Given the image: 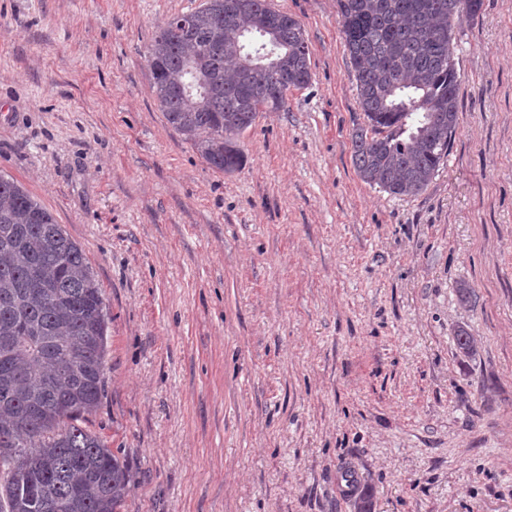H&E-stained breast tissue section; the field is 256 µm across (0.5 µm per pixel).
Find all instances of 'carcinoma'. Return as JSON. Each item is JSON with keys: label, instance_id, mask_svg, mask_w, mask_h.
Wrapping results in <instances>:
<instances>
[{"label": "carcinoma", "instance_id": "obj_1", "mask_svg": "<svg viewBox=\"0 0 512 512\" xmlns=\"http://www.w3.org/2000/svg\"><path fill=\"white\" fill-rule=\"evenodd\" d=\"M482 0H337L364 122L351 134L359 177L390 195L422 193L458 128L456 26ZM269 0H203L147 48L169 125L226 173L270 93L310 82V49L288 14L265 42ZM270 56L246 71L241 57ZM108 317L82 247L17 181L0 175V512H121L133 471L88 429L105 392Z\"/></svg>", "mask_w": 512, "mask_h": 512}]
</instances>
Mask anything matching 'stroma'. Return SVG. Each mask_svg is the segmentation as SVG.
Returning a JSON list of instances; mask_svg holds the SVG:
<instances>
[{
	"label": "stroma",
	"mask_w": 512,
	"mask_h": 512,
	"mask_svg": "<svg viewBox=\"0 0 512 512\" xmlns=\"http://www.w3.org/2000/svg\"><path fill=\"white\" fill-rule=\"evenodd\" d=\"M200 2L0 0V174L103 291L89 428L135 474L124 512H356L361 492L372 512H512V0L459 25L458 130L414 197L353 167L336 0H270L311 80L243 133L239 170L207 165L146 61Z\"/></svg>",
	"instance_id": "1"
}]
</instances>
